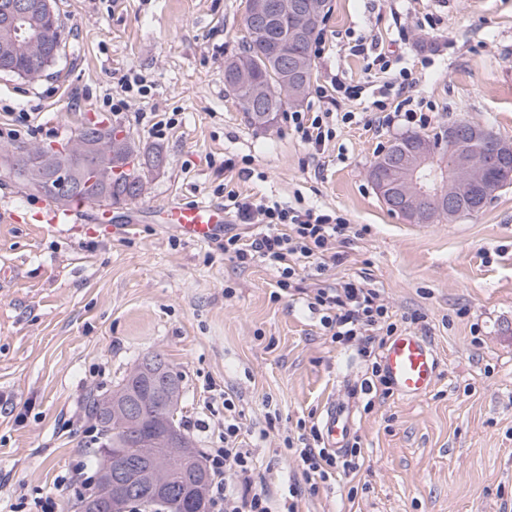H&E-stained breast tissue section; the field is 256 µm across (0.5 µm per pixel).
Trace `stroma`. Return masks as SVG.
Masks as SVG:
<instances>
[{"mask_svg": "<svg viewBox=\"0 0 512 512\" xmlns=\"http://www.w3.org/2000/svg\"><path fill=\"white\" fill-rule=\"evenodd\" d=\"M57 73L0 74V153L49 143L107 116L161 148L142 195L108 224L60 238L36 221L46 198L0 185V512H79L94 474L89 391L115 388L161 354L181 376L178 417L202 454L224 445V400L241 410L255 481L274 512H512V185L477 214L413 224L376 195L369 169L406 131L377 121L371 79L348 44L370 36L415 78L431 130L457 120L512 142V0H330L313 85L344 74L361 89L321 152L284 118L250 125L224 84L239 52L246 0H56ZM143 76L147 96L125 92ZM176 126L155 134L148 113ZM347 219L341 263L278 273L242 265L221 241L171 230L173 201L223 204L228 191ZM368 277L397 331L425 336L439 358L432 391L367 397L372 358L332 342L306 290ZM356 421L358 468L311 485L286 437L319 425L329 400Z\"/></svg>", "mask_w": 512, "mask_h": 512, "instance_id": "35a3bbf8", "label": "stroma"}]
</instances>
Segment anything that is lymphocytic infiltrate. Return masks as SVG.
<instances>
[{
  "label": "lymphocytic infiltrate",
  "mask_w": 512,
  "mask_h": 512,
  "mask_svg": "<svg viewBox=\"0 0 512 512\" xmlns=\"http://www.w3.org/2000/svg\"><path fill=\"white\" fill-rule=\"evenodd\" d=\"M399 74L396 105L391 107L379 100L375 103L377 110L384 112L386 123L399 121L407 126L427 127L430 116L424 112L422 103L409 93L414 84L411 72L403 68ZM359 92V87L333 77L330 86L320 85L315 89L316 96L325 105L324 111L292 112L288 122L305 144L320 150L333 135L334 121L354 122L355 113L340 111L339 106L342 99L357 97ZM226 200L227 211L233 212L240 223L258 224L262 230L248 241L237 234L228 236L224 240L225 254L242 265L258 259L276 269L280 291L290 292L298 265L305 263L320 270L326 261L341 260L340 249L347 243L345 218L320 214L312 208L285 207L276 201L256 203L233 191L228 192ZM308 307L320 313V323L333 342L357 343L360 352L366 355L373 353L382 334L394 331L387 305L363 279H347L316 288ZM240 416L234 401L225 399L224 445L214 449L209 457L210 467L218 477L213 506L216 512H272L267 493L254 487V452L238 441ZM299 442L296 455L305 475L327 481L333 475L357 468L354 459L325 448L318 429L300 436Z\"/></svg>",
  "instance_id": "1"
}]
</instances>
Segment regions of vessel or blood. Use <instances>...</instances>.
Listing matches in <instances>:
<instances>
[{
  "instance_id": "obj_1",
  "label": "vessel or blood",
  "mask_w": 512,
  "mask_h": 512,
  "mask_svg": "<svg viewBox=\"0 0 512 512\" xmlns=\"http://www.w3.org/2000/svg\"><path fill=\"white\" fill-rule=\"evenodd\" d=\"M170 225L191 240L205 243L216 240L224 229V210L211 203L193 206L171 205L166 209ZM109 213L97 208L85 212L83 206L48 207L38 214V221L56 233H67L69 225L94 220L106 223ZM381 368L391 387L402 397L416 399L429 393L437 380V354L424 337L414 332L393 336L384 346ZM355 430L354 417L347 405L330 402L321 419V434L325 447L343 451Z\"/></svg>"
}]
</instances>
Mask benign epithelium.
<instances>
[{"mask_svg":"<svg viewBox=\"0 0 512 512\" xmlns=\"http://www.w3.org/2000/svg\"><path fill=\"white\" fill-rule=\"evenodd\" d=\"M327 0H252L248 22L258 24L277 15L289 16L294 21L293 36L297 37L317 24L326 14ZM53 15L51 0H10L0 9V72L12 70L15 59L14 48L23 47L44 57L56 54L57 43L37 25L35 18ZM448 151L444 158L449 164L437 161L438 151L426 140L418 142L408 150H398L382 156L370 170V179L379 184L386 207L401 216L417 222L422 204L435 202V211L443 210L455 217L465 211L464 198L470 189L480 184L490 166H495L505 181L512 182V143L498 141L489 129L481 125H469L463 129L450 125L445 131ZM494 143V152L486 157L482 147ZM63 150L55 146L31 145L25 150L27 175L38 181L45 170L53 171L50 180L66 181L72 178L71 171L56 160ZM112 179L108 170L90 166L84 168L83 186L94 193L107 186ZM134 378L144 377L148 383L163 388L170 382V372L161 357L147 358L132 371ZM142 398L138 391L121 388L113 395L101 397L97 416L106 421L112 415L123 412L131 419H138ZM162 442L174 449L178 464L192 467L188 489L197 502L196 512H207L205 508L208 474L197 454L191 449L186 436L173 421L165 423L159 435L142 441L143 456L150 457L151 443ZM120 455L101 460V492L89 499L84 512H125L135 491L146 482L162 492L172 490L166 475L170 464H152L143 468L142 462L133 459L119 461Z\"/></svg>","mask_w":512,"mask_h":512,"instance_id":"7a95c632","label":"benign epithelium"}]
</instances>
